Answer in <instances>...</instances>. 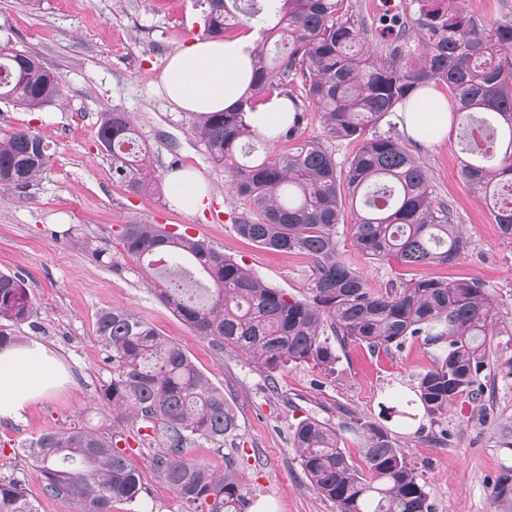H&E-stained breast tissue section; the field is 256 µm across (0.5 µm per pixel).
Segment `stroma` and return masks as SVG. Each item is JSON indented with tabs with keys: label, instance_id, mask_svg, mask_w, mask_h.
I'll use <instances>...</instances> for the list:
<instances>
[{
	"label": "stroma",
	"instance_id": "35a3bbf8",
	"mask_svg": "<svg viewBox=\"0 0 512 512\" xmlns=\"http://www.w3.org/2000/svg\"><path fill=\"white\" fill-rule=\"evenodd\" d=\"M202 34L195 0H0V40L38 54L63 79L62 104L29 111L0 102V131L31 130L52 153L34 186L0 190V272L22 275L34 301L32 323L17 334L45 343L68 370L60 389L18 419L0 420V477L21 479L39 512H73L74 506L45 494L25 446L50 430L73 423L96 429L112 419L98 395L107 377L95 332L103 310L121 308L146 320L223 390L237 417L238 439L232 446L197 440L191 455L219 472L233 457L234 476L249 501L267 502L273 512H336L302 471L291 443L294 424L312 416L338 427L347 455L362 464L365 439L356 419L377 420L380 402L407 392L439 353L420 338L398 351L351 343L337 348L334 372L304 364L269 374L240 351L213 347L151 291V270L129 256L120 239L123 225L135 221L188 230L265 284L300 297L311 275L308 257L267 251L238 235L236 220L246 204L210 162L196 134L200 115L178 110L161 89L168 57ZM112 110L131 114L159 176L179 169L201 176L208 210L181 212L167 197L136 195L113 179L97 137L102 114ZM401 141L426 170L437 198L451 205L469 247L451 265L379 264L358 255L344 228L346 257L376 286L391 279H471L487 288L502 321L512 322V239L500 235L463 183L456 134L430 146L406 135ZM75 236L108 248L111 266L74 248ZM487 348L482 396L458 398L421 433L392 429L433 512H495L492 483L502 466H512V373L504 365L512 346L494 337Z\"/></svg>",
	"mask_w": 512,
	"mask_h": 512
}]
</instances>
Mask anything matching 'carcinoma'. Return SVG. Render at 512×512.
<instances>
[{"label": "carcinoma", "mask_w": 512, "mask_h": 512, "mask_svg": "<svg viewBox=\"0 0 512 512\" xmlns=\"http://www.w3.org/2000/svg\"><path fill=\"white\" fill-rule=\"evenodd\" d=\"M203 33L219 38L237 26H259L251 84L237 104L201 117L197 134L210 160L224 168L233 193L250 211L236 220L240 237L272 252L312 261L308 295L300 299L266 285L250 271L185 232L162 224H126V253L161 264L169 278L154 281L157 297L195 332L222 350L234 347L268 372L294 364L331 370L336 348L354 341L398 349L422 336L440 348L434 366L416 378L413 397L380 405L384 419L433 424L460 396L476 397L486 366V341L508 336L496 304L466 279L419 278L377 288L340 256L339 225L353 212L350 237L372 262L448 265L467 241L449 204L434 195L425 170L388 126L379 125L422 87H446L466 158L460 176L476 200L512 238V8L489 21L467 0H406L401 11L367 15L358 0H198ZM293 106L283 132L262 136L247 113L272 98ZM0 100L40 110L63 100L61 77L34 53L0 45ZM313 104L324 117L320 136L300 132ZM98 139L107 143L112 176L134 194L159 188V176L131 116L103 113ZM285 140L287 152L269 146ZM358 149L336 162L334 144ZM49 145L30 130L0 135V188L27 189L47 170ZM73 245L107 265L112 256L77 238ZM209 281L208 299L194 295V277ZM34 316L23 276L0 273V349L14 328ZM96 333L109 377L101 401L112 426L73 425L42 434L29 446L44 491L70 500L75 512H112L147 493L143 473L128 459L129 435L147 468L171 488L184 512H242L243 488L231 472L190 457L198 439L233 441L238 423L224 400L177 343L122 309L101 312ZM365 468L341 448L336 428L300 420L292 442L302 470L337 512H432L428 493L388 428L366 420ZM498 512H512V467L491 488ZM0 512H39L19 480L0 478Z\"/></svg>", "instance_id": "cac0c4a2"}]
</instances>
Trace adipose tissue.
<instances>
[{
	"instance_id": "obj_1",
	"label": "adipose tissue",
	"mask_w": 512,
	"mask_h": 512,
	"mask_svg": "<svg viewBox=\"0 0 512 512\" xmlns=\"http://www.w3.org/2000/svg\"><path fill=\"white\" fill-rule=\"evenodd\" d=\"M251 45L245 36L197 38L174 52L161 75L170 102L201 115L233 107L249 86ZM398 116L412 139L432 143L448 133V100L434 87L418 91ZM168 179L174 188L173 208L197 213L208 207L209 196L196 173L178 170ZM65 375L59 358L38 341L0 350V418H17L26 407L59 388Z\"/></svg>"
}]
</instances>
